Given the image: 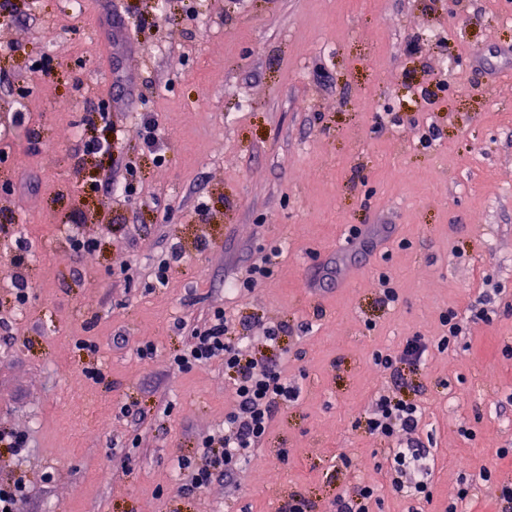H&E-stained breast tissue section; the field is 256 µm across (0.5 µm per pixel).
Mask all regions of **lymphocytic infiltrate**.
I'll return each instance as SVG.
<instances>
[{"mask_svg":"<svg viewBox=\"0 0 512 512\" xmlns=\"http://www.w3.org/2000/svg\"><path fill=\"white\" fill-rule=\"evenodd\" d=\"M429 348L428 339L413 336L399 353L378 352L374 361L400 380L405 372L421 371ZM217 356L224 359V375L232 384L235 406L225 413L222 431L202 437L196 455L178 459L179 469L187 478L185 488L194 495L214 480L234 477L243 462L262 446L281 408L299 399V391L281 363L251 357L242 332L231 328L221 309L212 311L192 328L188 345L171 357L170 364L188 372ZM423 414L422 402L405 399L398 388H383L371 395L355 423L392 443L376 464L383 481L358 482L343 489L333 503L335 512H374L386 491L417 503L430 500L433 461L423 441L416 437Z\"/></svg>","mask_w":512,"mask_h":512,"instance_id":"lymphocytic-infiltrate-1","label":"lymphocytic infiltrate"}]
</instances>
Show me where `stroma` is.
Masks as SVG:
<instances>
[{
	"label": "stroma",
	"mask_w": 512,
	"mask_h": 512,
	"mask_svg": "<svg viewBox=\"0 0 512 512\" xmlns=\"http://www.w3.org/2000/svg\"><path fill=\"white\" fill-rule=\"evenodd\" d=\"M89 2L76 17L64 0H0L13 13L0 24V429L28 436L23 455L0 446V480L26 473L24 512H279L294 494L331 512L341 489L378 478L385 442L354 426L369 391L391 383L374 352L440 338L449 309L468 316L465 333L413 378L434 459L422 510L444 512L469 484L472 512H500L497 489L512 483V456H495L512 449V0ZM145 15L158 27L140 29ZM46 58L61 69L35 70ZM103 101L106 121L84 124ZM143 112L164 163L133 132ZM108 123L111 158L83 154ZM431 123L440 135L425 148ZM131 160L129 200L83 192L123 180ZM77 213L95 251L70 247ZM354 225L393 235L348 250ZM18 236L23 309L8 292ZM175 242L184 259L150 287ZM276 246L271 276L236 292ZM384 274L400 292L389 308ZM217 307L248 321L254 356L280 360L300 401L240 477L191 496L177 458L234 400L222 358L186 373L168 359ZM280 322L272 351L262 337ZM144 344L153 358L137 355ZM125 404L143 422L121 417ZM340 448L352 468L336 466Z\"/></svg>",
	"instance_id": "1"
}]
</instances>
